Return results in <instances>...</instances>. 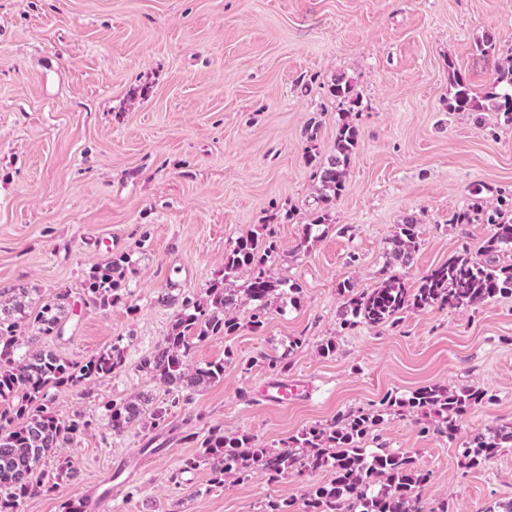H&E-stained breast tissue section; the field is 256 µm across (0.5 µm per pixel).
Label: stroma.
<instances>
[{
    "label": "stroma",
    "instance_id": "35a3bbf8",
    "mask_svg": "<svg viewBox=\"0 0 512 512\" xmlns=\"http://www.w3.org/2000/svg\"><path fill=\"white\" fill-rule=\"evenodd\" d=\"M489 32L494 58L476 49ZM509 57L512 0H0V288L29 289L34 306L70 289L64 334L45 343L63 359L124 353L109 376L50 389L48 412L89 426L44 464L51 474L69 459L73 477L21 512H57L59 498H82L112 468L121 475L104 512H262L330 472L275 484L254 472L229 486L205 464L180 473L183 458L204 453L186 439L189 416L204 415L199 432L219 426L278 448L337 413L428 385L480 388L495 402L467 415L454 440L391 407L367 447L411 452L432 474L423 498H447L455 512L512 500V447L481 467L459 465L469 434L512 423V296L410 309L393 329H344L337 290L346 279L379 285L410 215L421 246L409 285L452 255L485 260L493 225L450 218L512 195V123L449 111L448 68L480 96ZM338 77L354 87V111L328 92ZM346 119L360 131L346 189L330 227H314L310 251L296 253L316 216L318 169L306 155L326 159ZM269 233L295 299L255 332L253 302L240 296L238 330L188 357L223 361V381L196 387L160 427L140 418L112 434L106 404L169 397L142 363L171 332L183 295L205 299L236 241ZM118 258L128 266L119 302L89 306L82 281ZM330 338L335 353L321 355ZM284 353L289 380L308 391L282 406L258 388L274 377L263 355Z\"/></svg>",
    "mask_w": 512,
    "mask_h": 512
}]
</instances>
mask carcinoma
I'll list each match as a JSON object with an SVG mask.
<instances>
[{"label": "carcinoma", "mask_w": 512, "mask_h": 512, "mask_svg": "<svg viewBox=\"0 0 512 512\" xmlns=\"http://www.w3.org/2000/svg\"><path fill=\"white\" fill-rule=\"evenodd\" d=\"M448 73L454 89L448 111L467 112L477 123L482 122L483 113L498 112L512 123V62L498 65L491 87L482 98L473 95L454 64H448ZM329 93L340 101L355 102L353 86L343 77L335 79ZM359 139L360 132L354 124L344 121L338 126L334 152L319 167L320 215L314 225L328 224L329 211L346 189L348 166ZM479 220L494 226V233L484 246L486 254L512 251V199L486 209L462 210L452 217L454 224ZM417 227L414 216L400 225L379 286L365 290L350 280L339 284L338 290L346 299L341 326L391 328L409 309L437 306L466 310L498 296H512V264L476 262L462 255L448 257V261L429 270L416 287H411L400 270L409 268L419 251ZM277 257V241L272 235L236 242L224 259L223 275L208 288L207 299L184 298L171 333L143 360V367L174 387L177 394L156 404L140 394L108 407L107 426L113 433L123 432L144 414L154 426H161L179 404L178 393L224 379L223 362L191 369L187 357L195 344L211 336L230 335L239 328L237 289L233 288L239 274L249 275L244 292L256 302L248 320L255 331L267 323L269 301H283L297 293V284L273 271ZM125 275V261L121 259L93 271L82 285L86 301L101 310L111 307L118 300ZM69 296L70 289L61 288L52 300L33 312L27 289H0V512H21L25 499L54 494L68 465L61 463L57 475L51 477L41 469L43 461L88 427L84 421H61L46 411L32 414L31 408L42 405L49 388L106 377L124 359L115 346L83 364L65 361L38 347L44 339L61 337V311ZM23 321L31 328L27 337L21 330ZM491 401L492 396L480 389L450 390L436 385L418 388L407 400L385 399L390 407L397 405L433 416L432 432L449 438L467 414ZM380 417V413L370 410L338 414L330 424L311 426L289 437L278 450L266 447L253 434L226 435L223 429L213 427L202 439V447L211 480L216 484L230 477L245 478L255 470L270 484L279 482L287 471L332 473L328 483L312 486L296 499L267 501L263 512H454L446 498L424 510L421 492L431 482V473L419 468L411 453H370L364 448ZM510 446L512 424L499 427L489 436L474 433L463 444L460 466L477 468Z\"/></svg>", "instance_id": "carcinoma-1"}]
</instances>
